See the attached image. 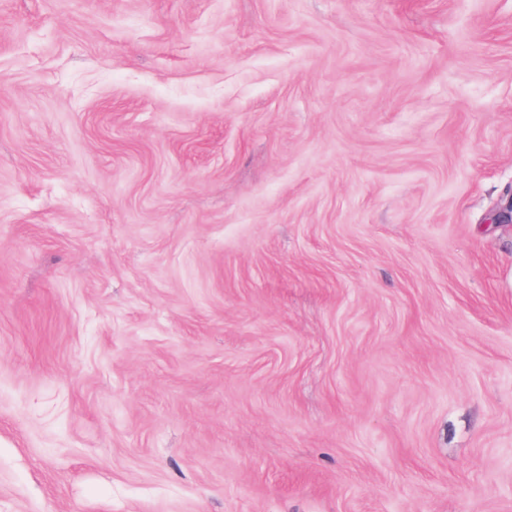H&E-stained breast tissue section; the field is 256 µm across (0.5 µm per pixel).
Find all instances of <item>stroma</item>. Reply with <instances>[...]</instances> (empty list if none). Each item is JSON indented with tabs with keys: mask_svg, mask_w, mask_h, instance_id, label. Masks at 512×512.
<instances>
[{
	"mask_svg": "<svg viewBox=\"0 0 512 512\" xmlns=\"http://www.w3.org/2000/svg\"><path fill=\"white\" fill-rule=\"evenodd\" d=\"M512 0H0V512H512Z\"/></svg>",
	"mask_w": 512,
	"mask_h": 512,
	"instance_id": "obj_1",
	"label": "stroma"
}]
</instances>
